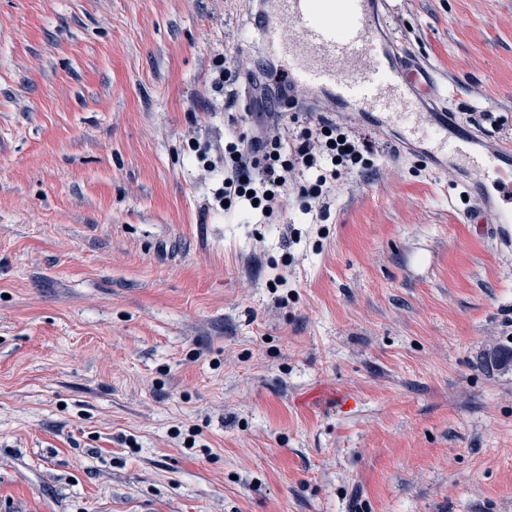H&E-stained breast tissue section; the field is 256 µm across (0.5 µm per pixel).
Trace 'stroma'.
<instances>
[{"mask_svg":"<svg viewBox=\"0 0 512 512\" xmlns=\"http://www.w3.org/2000/svg\"><path fill=\"white\" fill-rule=\"evenodd\" d=\"M257 2L0 0V512H512V243L466 176L368 118L324 202L213 206ZM391 6L512 137V0Z\"/></svg>","mask_w":512,"mask_h":512,"instance_id":"stroma-1","label":"stroma"}]
</instances>
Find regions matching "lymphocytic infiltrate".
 Listing matches in <instances>:
<instances>
[{"instance_id": "f902f5d3", "label": "lymphocytic infiltrate", "mask_w": 512, "mask_h": 512, "mask_svg": "<svg viewBox=\"0 0 512 512\" xmlns=\"http://www.w3.org/2000/svg\"><path fill=\"white\" fill-rule=\"evenodd\" d=\"M247 79L258 93L261 125L252 138L225 137L224 178L214 193L216 201L283 210L292 194L321 198L343 176L372 167L371 147L351 123L323 120L299 135L284 136L281 104L295 108L300 100L276 67L260 77L248 73ZM310 171L316 174L314 183L302 182L301 174Z\"/></svg>"}]
</instances>
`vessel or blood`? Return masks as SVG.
I'll return each instance as SVG.
<instances>
[{
	"instance_id": "vessel-or-blood-1",
	"label": "vessel or blood",
	"mask_w": 512,
	"mask_h": 512,
	"mask_svg": "<svg viewBox=\"0 0 512 512\" xmlns=\"http://www.w3.org/2000/svg\"><path fill=\"white\" fill-rule=\"evenodd\" d=\"M267 22L262 48L279 61L301 95L321 93L345 112H361L399 130L401 142L426 145L427 153L462 171L479 193L498 204L473 211L477 224H512V142L481 145L478 131L437 117L448 90L393 39L375 26L389 0H263Z\"/></svg>"
}]
</instances>
